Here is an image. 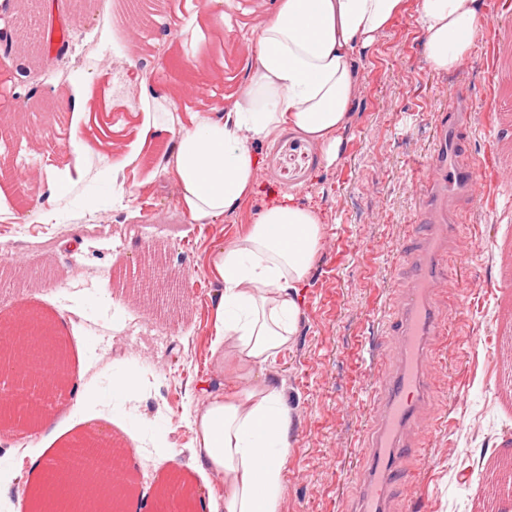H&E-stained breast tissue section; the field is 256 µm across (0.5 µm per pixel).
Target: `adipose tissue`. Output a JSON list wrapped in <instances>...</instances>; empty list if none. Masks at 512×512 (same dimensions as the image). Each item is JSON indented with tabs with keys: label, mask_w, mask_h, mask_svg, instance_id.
I'll return each mask as SVG.
<instances>
[{
	"label": "adipose tissue",
	"mask_w": 512,
	"mask_h": 512,
	"mask_svg": "<svg viewBox=\"0 0 512 512\" xmlns=\"http://www.w3.org/2000/svg\"><path fill=\"white\" fill-rule=\"evenodd\" d=\"M405 9L406 0H278L252 31L254 63L243 94L171 130L166 170L189 223L211 224L237 209L254 189L253 141L284 128L316 142L323 162L334 165L356 93L352 56ZM416 23L431 69L451 71L484 34L482 0H417ZM285 228L291 237L282 236ZM322 234L314 209L288 201L260 212L210 256L209 270L224 286L212 314L214 346L252 370L189 419L198 456L223 482L210 512H278L290 416L262 369L298 332ZM261 452L269 459L263 467Z\"/></svg>",
	"instance_id": "1"
}]
</instances>
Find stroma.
<instances>
[{"instance_id":"35a3bbf8","label":"stroma","mask_w":512,"mask_h":512,"mask_svg":"<svg viewBox=\"0 0 512 512\" xmlns=\"http://www.w3.org/2000/svg\"><path fill=\"white\" fill-rule=\"evenodd\" d=\"M486 2L483 39L456 71L437 73L409 0L404 15L354 56L356 99L341 159L325 165L292 129L253 141V194L222 220L191 224L164 172L168 130L174 115L208 112L242 94L251 31L275 0H178L151 29L126 23L120 0H88L85 13L64 16L61 0H38L33 34L46 17L62 16L69 27V77L60 82L35 62L21 76L19 59L0 54V115L22 111L33 86L55 102L52 111L28 114L43 131L40 150L17 132L0 144V157L37 175L57 219L42 223L30 200L0 181V245L13 268L0 287V319L23 310L52 318L80 387L41 401L49 429L0 426V512H18L33 462L89 434L128 459L136 512H157V488L171 477L200 492L191 512H208L206 496L220 481L195 457L188 418L206 399L200 381L247 374L212 350L211 312L222 288L207 271L208 256L288 199L318 211L324 232L298 334L264 368L291 416L279 512H350L372 427V385L390 340L387 319L407 286L404 246L423 221V173L452 112L470 126L466 159L485 191L470 193L458 213L468 246L448 253L461 297L448 306L453 333L430 361L432 430L388 512L420 504L425 512H491L493 471L512 455V13ZM135 42L143 53L131 52ZM199 60L210 72L202 89L194 79ZM132 62L146 71L166 66L165 85L140 94L129 83ZM78 98L84 109L73 108ZM151 152L154 162L128 165L135 187L114 201L113 166ZM69 238L81 248L63 247ZM153 257L189 288L181 310L146 306L122 290L127 267L148 279ZM128 366L149 377L131 401L111 389Z\"/></svg>"}]
</instances>
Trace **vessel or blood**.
Here are the masks:
<instances>
[{"mask_svg": "<svg viewBox=\"0 0 512 512\" xmlns=\"http://www.w3.org/2000/svg\"><path fill=\"white\" fill-rule=\"evenodd\" d=\"M463 148V125L457 114H449L448 147L443 157L431 163L425 177L427 187L454 191L473 180V169L461 167L456 160ZM441 230L440 221L426 220L418 225L409 243L410 250H423L424 257L410 267L414 286L390 317L389 326L401 364L395 375L380 376L374 385V416L380 427L361 475L360 512H385L387 493L405 473L404 461L409 454L404 444L406 436L430 431L417 407L432 381L424 356L427 348L436 346L449 332L435 298L442 294L452 298L458 295L439 245Z\"/></svg>", "mask_w": 512, "mask_h": 512, "instance_id": "obj_1", "label": "vessel or blood"}]
</instances>
